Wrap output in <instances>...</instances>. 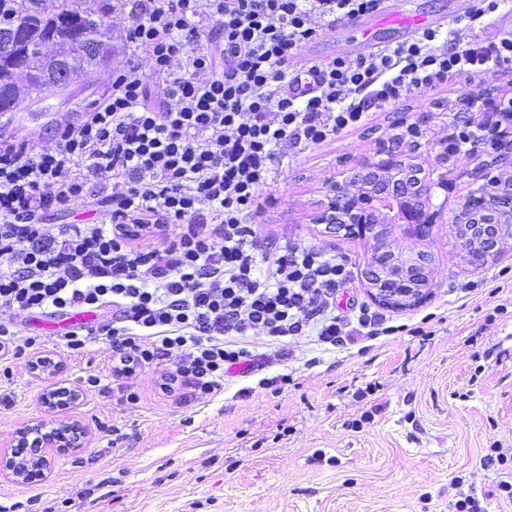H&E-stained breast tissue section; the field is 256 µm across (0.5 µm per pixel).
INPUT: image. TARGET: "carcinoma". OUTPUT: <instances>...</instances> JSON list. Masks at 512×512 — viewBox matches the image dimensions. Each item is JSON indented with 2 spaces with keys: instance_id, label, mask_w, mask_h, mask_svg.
Listing matches in <instances>:
<instances>
[{
  "instance_id": "obj_1",
  "label": "carcinoma",
  "mask_w": 512,
  "mask_h": 512,
  "mask_svg": "<svg viewBox=\"0 0 512 512\" xmlns=\"http://www.w3.org/2000/svg\"><path fill=\"white\" fill-rule=\"evenodd\" d=\"M112 0H0V114L20 112V88L43 102L69 92L112 54Z\"/></svg>"
}]
</instances>
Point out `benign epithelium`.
Listing matches in <instances>:
<instances>
[{"mask_svg":"<svg viewBox=\"0 0 512 512\" xmlns=\"http://www.w3.org/2000/svg\"><path fill=\"white\" fill-rule=\"evenodd\" d=\"M481 125L492 136L490 150L495 164L478 173V187L466 198L455 216L464 225L454 230L455 239L473 259L469 246L470 210L478 207L492 218L488 224L492 248L483 253L487 262L501 244L512 238V198L498 200L499 187L505 178L502 165H512V111L500 106L489 94H477ZM431 122V114L420 112L412 120H397L396 133L377 142L369 155L355 161L340 173L324 198L314 206L312 221L325 225L328 233L367 239L373 253L383 259L361 269L371 299L390 309H411L423 303L434 286L433 264L428 252L416 244L429 238V230L442 223V210L432 199L436 190L448 191V143L454 140L456 123H448V135L434 143L416 140L421 128ZM404 228L408 246H394V230ZM67 402L60 403L59 392L49 389L42 397L44 412L56 416L79 402L81 391L65 388ZM87 428L78 420H38L18 429L0 451V474L18 482L26 480L27 469L19 465L17 448H35L30 463L41 470L50 467L56 453L76 452L83 448Z\"/></svg>","mask_w":512,"mask_h":512,"instance_id":"1","label":"benign epithelium"}]
</instances>
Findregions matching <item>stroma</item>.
Segmentation results:
<instances>
[{
  "mask_svg": "<svg viewBox=\"0 0 512 512\" xmlns=\"http://www.w3.org/2000/svg\"><path fill=\"white\" fill-rule=\"evenodd\" d=\"M411 14L432 18L460 42H497L512 32V0L477 22L481 0H383ZM112 61L97 69L12 137L33 149L49 146L56 129L82 118L112 91V73L127 57L123 36L131 20L108 17ZM401 34L379 29L373 40L347 32L336 43L319 36L296 62L352 61L403 43ZM512 93V69H494L416 93L399 106L370 112L365 123L330 142L288 152L256 218L259 247L313 249L349 267L336 290V311L349 317L354 340L327 351L312 337L288 342L284 357L266 359L258 375H229L215 398L182 402L157 394L169 364L130 375L140 393L122 402L111 379L112 348L100 340L79 356L62 344L49 319L14 308L0 320L22 333L45 338V355L59 361L51 374H37L27 361L0 378V442L27 423L43 419V392L62 383L80 386L83 398L66 412L89 429L84 448L58 454L49 474L27 482L0 476V512H27L30 505L59 512H455L458 500L476 498L487 512H512L497 485L512 475V239L493 262L464 263L452 227L436 225L425 242L434 260L431 296L410 310L375 303L359 275L371 257L367 241L326 233L311 221L316 200L338 179L341 160L370 154L376 139L389 137L397 117L433 115L434 135L466 95ZM386 317L397 331L363 336L360 310ZM102 377L85 387L87 375ZM289 381L271 395L265 379ZM505 465L485 467L491 443Z\"/></svg>",
  "mask_w": 512,
  "mask_h": 512,
  "instance_id": "35a3bbf8",
  "label": "stroma"
}]
</instances>
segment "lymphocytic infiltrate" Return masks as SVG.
<instances>
[{
	"instance_id": "lymphocytic-infiltrate-1",
	"label": "lymphocytic infiltrate",
	"mask_w": 512,
	"mask_h": 512,
	"mask_svg": "<svg viewBox=\"0 0 512 512\" xmlns=\"http://www.w3.org/2000/svg\"><path fill=\"white\" fill-rule=\"evenodd\" d=\"M117 3L131 18V55L108 99L41 150L0 141V309L111 307L107 323L65 333V347L79 353L106 338L116 381L175 356L159 389L186 402L223 393L228 370L252 357L254 330L275 350L310 331L325 349L347 345L332 307L343 261L258 250L260 190L275 180L280 149L327 143L371 109L512 67V34L460 44L429 28L352 63L293 70L324 28L379 0ZM84 206L108 223L48 221ZM149 233L167 235V247L137 246Z\"/></svg>"
}]
</instances>
